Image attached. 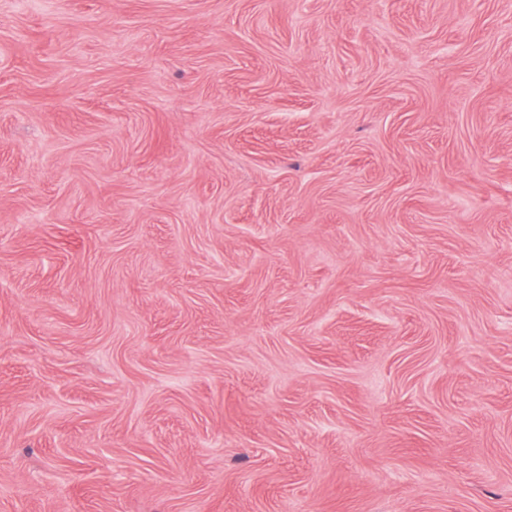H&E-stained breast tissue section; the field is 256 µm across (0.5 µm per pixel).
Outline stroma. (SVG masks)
Returning <instances> with one entry per match:
<instances>
[{"label":"stroma","instance_id":"stroma-1","mask_svg":"<svg viewBox=\"0 0 512 512\" xmlns=\"http://www.w3.org/2000/svg\"><path fill=\"white\" fill-rule=\"evenodd\" d=\"M0 512H512V0H0Z\"/></svg>","mask_w":512,"mask_h":512}]
</instances>
